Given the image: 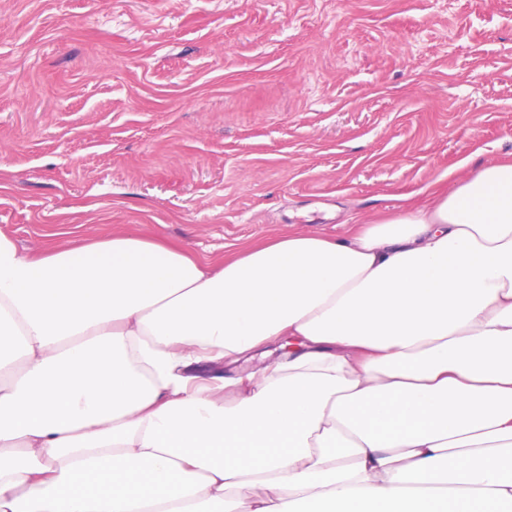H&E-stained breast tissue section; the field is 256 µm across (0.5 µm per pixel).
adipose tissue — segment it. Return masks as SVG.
I'll list each match as a JSON object with an SVG mask.
<instances>
[{
	"mask_svg": "<svg viewBox=\"0 0 512 512\" xmlns=\"http://www.w3.org/2000/svg\"><path fill=\"white\" fill-rule=\"evenodd\" d=\"M0 374V512H512V163L220 262L0 235Z\"/></svg>",
	"mask_w": 512,
	"mask_h": 512,
	"instance_id": "adipose-tissue-1",
	"label": "adipose tissue"
}]
</instances>
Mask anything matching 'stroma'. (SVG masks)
Here are the masks:
<instances>
[{"label": "stroma", "instance_id": "stroma-1", "mask_svg": "<svg viewBox=\"0 0 512 512\" xmlns=\"http://www.w3.org/2000/svg\"><path fill=\"white\" fill-rule=\"evenodd\" d=\"M512 160V0H0V234L216 256Z\"/></svg>", "mask_w": 512, "mask_h": 512}]
</instances>
